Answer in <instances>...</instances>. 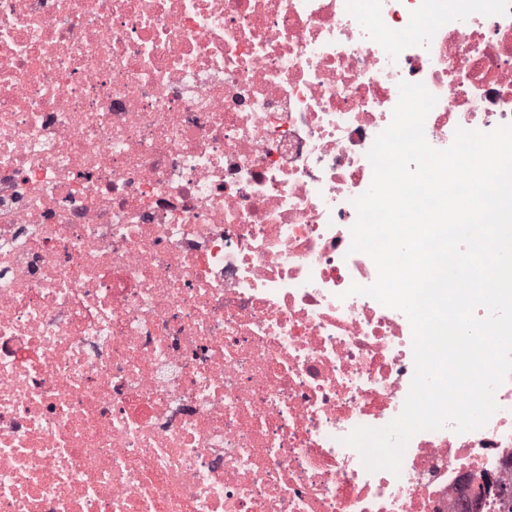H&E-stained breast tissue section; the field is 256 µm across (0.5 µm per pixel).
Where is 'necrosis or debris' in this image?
Returning <instances> with one entry per match:
<instances>
[{
	"label": "necrosis or debris",
	"mask_w": 512,
	"mask_h": 512,
	"mask_svg": "<svg viewBox=\"0 0 512 512\" xmlns=\"http://www.w3.org/2000/svg\"><path fill=\"white\" fill-rule=\"evenodd\" d=\"M451 2L0 0V512H512V374L400 473L343 442L415 373L349 292L400 82L512 124V0Z\"/></svg>",
	"instance_id": "1"
}]
</instances>
